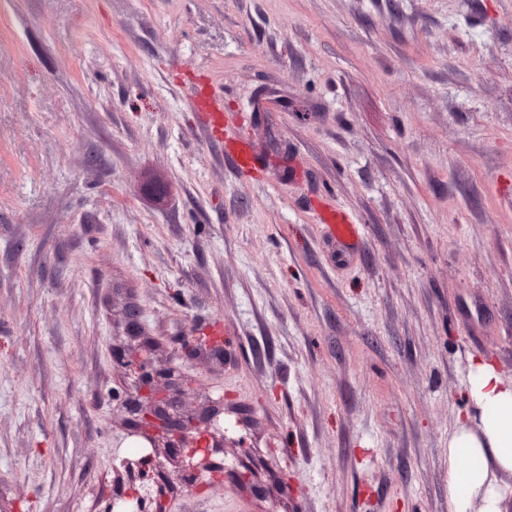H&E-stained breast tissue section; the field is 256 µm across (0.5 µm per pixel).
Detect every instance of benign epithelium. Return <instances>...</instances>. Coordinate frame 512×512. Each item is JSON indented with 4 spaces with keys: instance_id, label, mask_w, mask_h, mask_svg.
<instances>
[{
    "instance_id": "1",
    "label": "benign epithelium",
    "mask_w": 512,
    "mask_h": 512,
    "mask_svg": "<svg viewBox=\"0 0 512 512\" xmlns=\"http://www.w3.org/2000/svg\"><path fill=\"white\" fill-rule=\"evenodd\" d=\"M224 354V345L202 339L186 340L179 356L186 360L198 358L204 352ZM116 358L134 383L135 397L127 398L135 416L133 428L115 439V454L134 442L140 451L121 460L122 470L113 482L116 490L104 512H165L163 487L155 476L161 472V449L167 450L177 479L195 483L206 473L224 476V460L216 455L224 451V394L205 398L203 416L184 409L186 378L177 366L167 371L160 382L153 374V352L149 344L125 345Z\"/></svg>"
}]
</instances>
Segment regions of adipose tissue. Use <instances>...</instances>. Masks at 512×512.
Returning a JSON list of instances; mask_svg holds the SVG:
<instances>
[{
	"instance_id": "ef3b65f1",
	"label": "adipose tissue",
	"mask_w": 512,
	"mask_h": 512,
	"mask_svg": "<svg viewBox=\"0 0 512 512\" xmlns=\"http://www.w3.org/2000/svg\"><path fill=\"white\" fill-rule=\"evenodd\" d=\"M466 392L479 411L480 426L461 423L448 443L450 512H504L498 473L512 475V384H507L488 358L475 357Z\"/></svg>"
}]
</instances>
